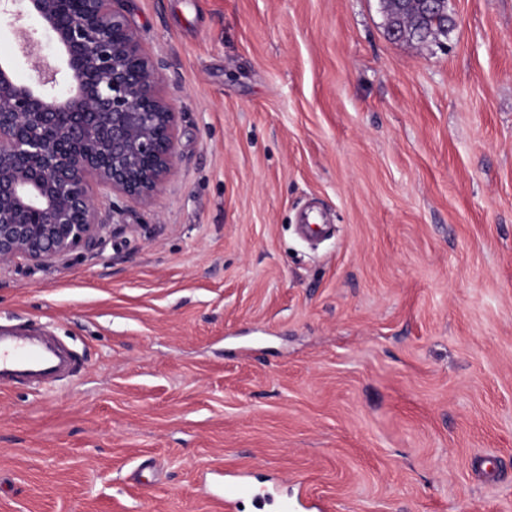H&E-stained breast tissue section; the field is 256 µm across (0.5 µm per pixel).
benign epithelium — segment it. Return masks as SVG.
I'll use <instances>...</instances> for the list:
<instances>
[{"instance_id":"benign-epithelium-1","label":"benign epithelium","mask_w":512,"mask_h":512,"mask_svg":"<svg viewBox=\"0 0 512 512\" xmlns=\"http://www.w3.org/2000/svg\"><path fill=\"white\" fill-rule=\"evenodd\" d=\"M26 2L57 53L50 59L13 14L16 51L34 75L20 84L0 61V267L97 252L120 210L101 208L94 189L149 204L178 158L166 65L143 48L124 0H80L75 10L68 0ZM394 2L404 16L442 0Z\"/></svg>"}]
</instances>
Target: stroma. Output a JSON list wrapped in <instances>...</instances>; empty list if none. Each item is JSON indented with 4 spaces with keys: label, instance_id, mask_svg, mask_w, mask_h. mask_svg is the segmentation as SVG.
I'll return each mask as SVG.
<instances>
[{
    "label": "stroma",
    "instance_id": "35a3bbf8",
    "mask_svg": "<svg viewBox=\"0 0 512 512\" xmlns=\"http://www.w3.org/2000/svg\"><path fill=\"white\" fill-rule=\"evenodd\" d=\"M178 162L103 250L0 268L80 360L0 390V512H512V0H124ZM443 14L416 12L408 16L405 35L417 43L436 42L448 34V0L444 1ZM252 488L249 484L240 481L224 482V501L233 505L237 510H241L244 502L252 496Z\"/></svg>",
    "mask_w": 512,
    "mask_h": 512
}]
</instances>
